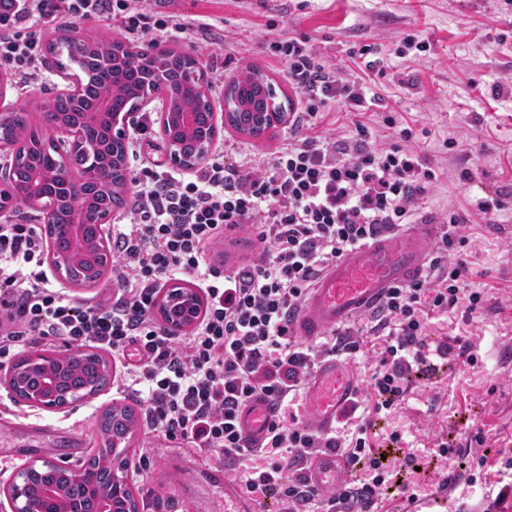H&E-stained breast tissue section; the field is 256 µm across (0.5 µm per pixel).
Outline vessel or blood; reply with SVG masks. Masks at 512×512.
<instances>
[{"mask_svg": "<svg viewBox=\"0 0 512 512\" xmlns=\"http://www.w3.org/2000/svg\"><path fill=\"white\" fill-rule=\"evenodd\" d=\"M438 234L437 224L425 220L380 238L371 247L353 251L327 268L294 324L296 336H319L368 311L393 284L421 277ZM358 388L359 382L346 364L333 358L323 360L306 387V424L317 432L332 431L339 412L355 397ZM272 418L268 403L257 400L243 410L241 426L257 444L265 437ZM305 474L311 487L327 490L345 478L344 458L335 452L316 455Z\"/></svg>", "mask_w": 512, "mask_h": 512, "instance_id": "1", "label": "vessel or blood"}]
</instances>
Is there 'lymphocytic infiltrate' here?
<instances>
[{
  "mask_svg": "<svg viewBox=\"0 0 512 512\" xmlns=\"http://www.w3.org/2000/svg\"><path fill=\"white\" fill-rule=\"evenodd\" d=\"M103 18L152 43L184 33L182 15L149 8L147 0H0V61L22 88L43 76L42 45L33 29ZM304 104L282 147L262 161L226 163L215 153L206 166L175 176L147 167L125 223L112 230L113 298L75 302L53 288L44 269L45 244L36 225L0 222V357L22 351L34 338L67 346H93L124 361L116 390L145 406L148 427L218 461L233 460L232 479L251 497L274 496L283 512H372L382 490L398 483L407 502L421 499L411 481L415 454L388 463L367 434V413L393 414L411 394L413 370L440 355L459 352L475 364L471 344L443 336L431 345L436 321L469 323L481 291L464 279L466 221L449 214L425 278L390 288L357 323L314 342L298 339L293 324L319 277L346 252L397 232L428 186L433 169L422 167L410 144L411 128L398 117L382 123L397 141L378 145L366 123L350 137L323 136L329 104L363 106L361 79L337 72L306 40H269ZM246 231L261 246L250 263L231 265L208 256L225 231ZM190 279L204 296L203 313L189 332L173 334L154 315L168 280ZM380 340L365 395L339 414L334 431L317 433L300 418L308 378L320 360L365 359L368 339ZM267 401L273 421L261 445L243 435L241 410ZM336 451L360 479L331 495L310 488L302 474L315 455ZM296 476L285 480L286 470Z\"/></svg>",
  "mask_w": 512,
  "mask_h": 512,
  "instance_id": "obj_1",
  "label": "lymphocytic infiltrate"
}]
</instances>
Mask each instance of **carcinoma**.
Instances as JSON below:
<instances>
[{"label": "carcinoma", "mask_w": 512, "mask_h": 512, "mask_svg": "<svg viewBox=\"0 0 512 512\" xmlns=\"http://www.w3.org/2000/svg\"><path fill=\"white\" fill-rule=\"evenodd\" d=\"M121 45V41H99L93 46H63L60 39L50 40L46 54L51 64L59 71L68 69L84 73L83 98L76 100L57 95L44 105V115L53 122L58 119L75 121L78 113L99 97L106 95L112 103V111L124 110L129 95L144 81L147 65L154 54V46L136 48L127 45V49L117 58H112V48ZM199 60L188 53L168 49L165 52V68L168 80L161 87L163 99L173 111L195 113L200 126L212 127L210 112L198 106L199 93L196 87L183 79V73L189 65H197ZM226 95L233 98L237 107L230 118L231 127L237 132L252 138L265 134V128L248 117L250 112H263L266 108L267 83L261 73H253L232 82ZM0 135L23 144L31 159L30 168L10 173L4 191L12 195L25 194L30 183L39 185L43 195L56 200L55 223L67 224L71 220L72 208L65 188L55 177L57 156L44 148L45 140L39 131L28 122L24 111L14 112L11 120L0 128ZM70 167L84 177L85 191L95 205L105 208L119 207L125 199L118 191L110 189L109 184L92 180V171L82 155L69 159ZM66 370L74 387L80 389L83 396L93 395L104 388L109 381L107 360L98 353L70 357L65 360ZM135 424V412L128 406L112 407L100 418L102 448L85 465L97 478L91 488L68 485L65 493L53 502L46 512H82L78 508L82 499L94 497L108 490L111 481L110 467L112 451L128 439L129 429Z\"/></svg>", "instance_id": "1"}]
</instances>
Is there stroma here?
<instances>
[{
    "mask_svg": "<svg viewBox=\"0 0 512 512\" xmlns=\"http://www.w3.org/2000/svg\"><path fill=\"white\" fill-rule=\"evenodd\" d=\"M169 8L190 28L166 45L196 54L216 108L224 106L226 85L252 68L268 77L280 98L300 108L299 91L266 41L277 33L304 36L336 69L363 78L372 98L360 119L374 124L378 142L394 140L392 130L377 125L378 114L394 113L413 129L420 164L439 176L419 213L466 217L471 201L488 195L504 203V210L467 227L475 250L467 256L466 279L484 294L470 326L477 364L453 356L433 379H414L397 418L370 417L368 436L375 446H385L396 421H403L417 437L420 479L429 485L440 480L435 441L475 447L465 462L476 481L447 493V512H512V468L506 464L512 457V0H171ZM201 20L214 21L225 45L202 40L196 29ZM409 34L428 44L425 55L404 52L402 39ZM366 45L377 48L379 64L368 65L360 56ZM45 73L41 85L23 94L12 68L0 62L8 101L26 110L36 126L44 101L64 86L55 68ZM288 132L283 124L254 139L227 126L217 143L232 163L247 155L271 156ZM451 138L457 142L452 152L446 147ZM123 403L111 386L58 410L28 406L0 389V416L17 420L0 432V488L37 459L88 461L102 443V413ZM135 412L130 445L120 460L139 512H224L223 467L151 432L143 407ZM33 424L55 430L54 447L24 450ZM477 435L482 445H473ZM137 458L145 465L135 476L126 464Z\"/></svg>",
    "mask_w": 512,
    "mask_h": 512,
    "instance_id": "stroma-1",
    "label": "stroma"
}]
</instances>
